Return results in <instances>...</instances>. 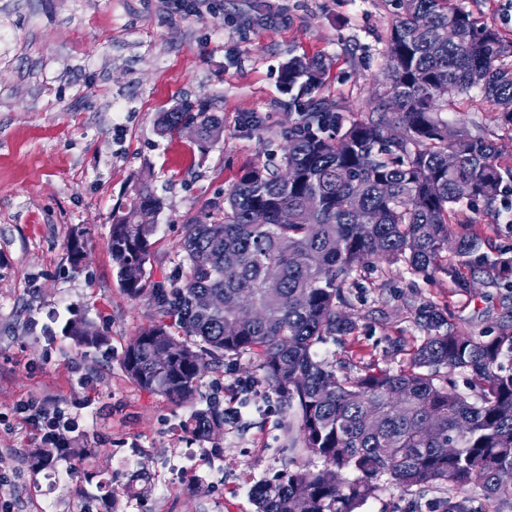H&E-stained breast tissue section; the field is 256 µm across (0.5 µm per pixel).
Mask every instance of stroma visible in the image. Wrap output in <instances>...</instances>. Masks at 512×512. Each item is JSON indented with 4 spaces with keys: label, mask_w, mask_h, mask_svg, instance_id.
Instances as JSON below:
<instances>
[{
    "label": "stroma",
    "mask_w": 512,
    "mask_h": 512,
    "mask_svg": "<svg viewBox=\"0 0 512 512\" xmlns=\"http://www.w3.org/2000/svg\"><path fill=\"white\" fill-rule=\"evenodd\" d=\"M512 42L505 0H455ZM393 8L388 0H209L188 16L161 0H0V467L12 471L0 497L15 512H40L56 498L63 512H257L253 490L292 457L276 396L258 362L225 357L198 384L194 404H176L133 383L126 347L152 322L149 296L120 286L108 251L109 216L134 185L149 180L162 200L146 266L149 284L167 282L182 258L185 226L223 203L242 171L279 152L288 131L281 69L295 56L321 59L317 95L343 120L368 119L386 91L384 52ZM188 99L224 121L216 142L200 147L183 134L159 136L161 112ZM261 120L260 132L243 126ZM449 122L478 125L512 168V124L479 92L456 98ZM83 230L88 259L74 267L67 248ZM478 233L488 257L512 255V191L493 208L462 205L452 232ZM469 288L443 276L380 264L344 286L356 330L318 349L338 375L409 364L423 334L417 309L447 315L461 334L512 332V289L478 268ZM82 316L106 336L78 353L62 328ZM88 379L82 389L80 379ZM50 399L72 414H94L76 445L71 473L32 467L30 424L15 420L20 401ZM219 402L227 414L215 439L193 437V408ZM196 449L189 478L177 476L176 449ZM144 495L127 496L128 484ZM360 512H512L479 487L406 490L382 479Z\"/></svg>",
    "instance_id": "1"
}]
</instances>
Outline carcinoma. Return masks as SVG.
I'll return each instance as SVG.
<instances>
[{"label": "carcinoma", "mask_w": 512, "mask_h": 512, "mask_svg": "<svg viewBox=\"0 0 512 512\" xmlns=\"http://www.w3.org/2000/svg\"><path fill=\"white\" fill-rule=\"evenodd\" d=\"M392 2L389 84L376 117L342 125L338 105L314 96L322 65L290 59L282 84L296 117L280 157L245 171L224 204L186 225L183 260L168 285L147 287L157 225L126 219L128 211H160L151 185L136 184L110 216L108 250L120 284L152 302V324L122 358L133 382L192 403L212 363L258 357L295 451L274 479L255 487L259 512H358L384 476L402 488L476 484L488 499L512 503V368L501 363L512 354V333L463 336L429 306L418 309L424 336L403 370L340 377L314 352L356 330L342 286L376 259L444 275L459 288L468 287L459 264L512 273V257L488 261L474 232L456 239L459 264L443 255L457 207L493 206L512 170H502L491 140L442 117L449 102L477 87L512 124V67L502 62L512 46L452 0ZM446 30L454 39H442ZM185 123L198 127L203 146L223 132L218 115L187 101L161 113L157 130L173 134ZM210 294L221 295L224 308L202 309L199 300ZM246 304L261 310L252 323L236 318ZM86 324L70 323L74 347L106 344L103 334H86ZM457 370L470 373L475 397L457 391L450 378ZM225 421L211 402L193 410L186 427L208 439Z\"/></svg>", "instance_id": "obj_1"}]
</instances>
